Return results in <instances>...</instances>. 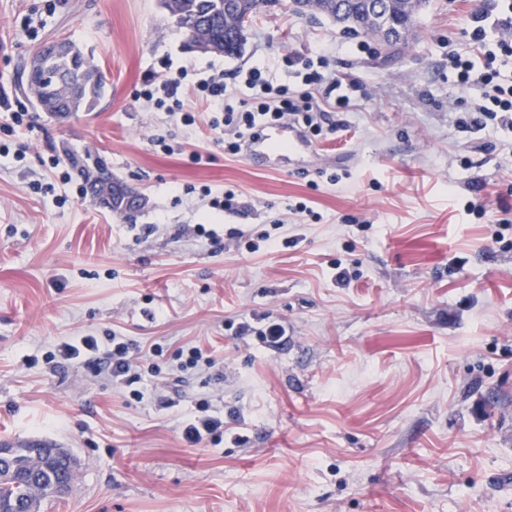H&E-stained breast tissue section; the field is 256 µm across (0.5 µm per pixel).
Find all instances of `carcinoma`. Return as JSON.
I'll return each instance as SVG.
<instances>
[{"label":"carcinoma","instance_id":"obj_1","mask_svg":"<svg viewBox=\"0 0 512 512\" xmlns=\"http://www.w3.org/2000/svg\"><path fill=\"white\" fill-rule=\"evenodd\" d=\"M428 0H382L385 11L398 22L413 27L416 14ZM163 8L184 37V45L198 44L201 53L233 56L241 51L247 39L244 19L254 18L281 0H161ZM289 11L298 16L320 15L336 24L341 31L356 37L379 36L375 22L364 12L361 0H289ZM112 86L111 76L103 67L94 65L75 42L43 67L28 72L23 93L32 99L39 112L50 117L67 118L77 112L97 110L105 92ZM65 160L83 181L89 199L119 217L130 220L137 213L124 201L123 192L107 198L95 194L94 173L121 184L112 176L104 160L94 153H64ZM40 459L46 468L34 473L36 463L26 455L19 456L13 472L0 475V512H13V504L29 503L40 512L42 502L58 496L55 485L73 486L78 465L58 448L41 449Z\"/></svg>","mask_w":512,"mask_h":512}]
</instances>
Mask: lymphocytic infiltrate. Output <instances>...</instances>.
I'll list each match as a JSON object with an SVG mask.
<instances>
[{"label": "lymphocytic infiltrate", "mask_w": 512, "mask_h": 512, "mask_svg": "<svg viewBox=\"0 0 512 512\" xmlns=\"http://www.w3.org/2000/svg\"><path fill=\"white\" fill-rule=\"evenodd\" d=\"M466 46L450 53L448 68L458 87L476 91L473 110L476 127L488 123L512 124V79L503 80L501 68L512 62V0H493L489 7L471 12L466 18ZM304 92H291L287 85H273L266 68L249 69L238 88L239 103L226 104L227 88L223 70L207 67L204 78L195 83L196 94L214 109L212 129L223 131L224 152L242 154L249 137L267 122L303 121L312 136H320V120L328 110L350 109L357 86L343 83L330 67L326 55L306 60L303 64ZM187 70L167 72L165 78L146 79L139 93L154 108L181 115L185 125L195 123V116L186 105ZM133 345L122 336L99 339L81 336L59 342L53 353L58 363L82 362L93 369H105L113 383L129 389L134 399L144 392L142 376L132 353ZM224 434V412L202 402L195 413L182 421V437L193 445Z\"/></svg>", "instance_id": "obj_1"}]
</instances>
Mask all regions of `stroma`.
<instances>
[{
    "label": "stroma",
    "mask_w": 512,
    "mask_h": 512,
    "mask_svg": "<svg viewBox=\"0 0 512 512\" xmlns=\"http://www.w3.org/2000/svg\"><path fill=\"white\" fill-rule=\"evenodd\" d=\"M52 3L0 0V87L31 115L0 128V441L79 461L41 512H512V127L463 126L474 94L448 71L488 0H429L407 43L371 36L360 54L331 22L275 8L235 56L185 51L160 0ZM64 36L112 87L58 122L20 87ZM320 53L364 91L285 168L226 155L205 108L189 128L135 97L165 60L229 84L268 63L296 89L294 60ZM64 144L146 196L134 221L90 201ZM207 187L250 210H211ZM272 324L276 347L257 336ZM112 334L160 346L143 383H165L171 407L45 361ZM195 346L214 367L180 371ZM203 400L224 435L192 447L181 422Z\"/></svg>",
    "instance_id": "35a3bbf8"
}]
</instances>
